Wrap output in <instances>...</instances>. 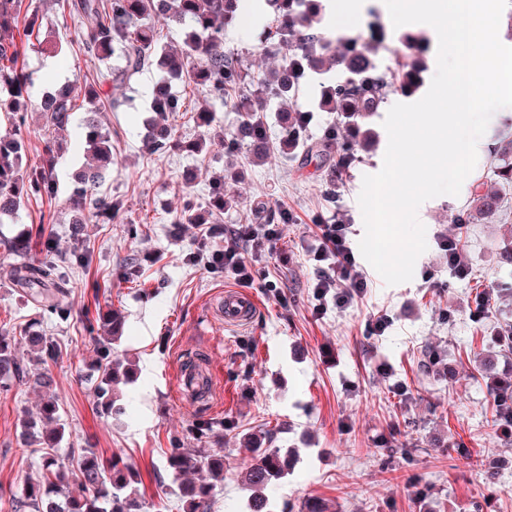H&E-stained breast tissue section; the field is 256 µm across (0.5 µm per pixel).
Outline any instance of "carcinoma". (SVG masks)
<instances>
[{
	"label": "carcinoma",
	"mask_w": 512,
	"mask_h": 512,
	"mask_svg": "<svg viewBox=\"0 0 512 512\" xmlns=\"http://www.w3.org/2000/svg\"><path fill=\"white\" fill-rule=\"evenodd\" d=\"M22 0H0V114H5L10 131L0 135V223L12 221L19 206L30 200H52L58 194L53 172L62 154L65 134L70 130L77 109L71 85L61 84L42 94L37 104L47 127L40 163L23 162L22 131L29 109V89L38 74L19 66V40L32 36L41 26L39 11L20 16ZM69 14L94 17L96 25L82 39L83 52L100 62L117 61L99 72L97 81L83 87L87 115L82 137L92 153L93 163L74 178L67 202L80 214L88 213L101 224H109L122 209V202L100 193L106 173L112 168V132L103 128L97 114L104 105L117 108L126 100L125 90L144 70L158 74L153 85L150 111L155 118L147 124L146 146L152 155L170 152L202 151L203 141H184L175 136L167 118L182 110L181 97L173 91L176 82H187L205 89L214 99L224 102L230 95L233 109L240 113L234 130L224 136L228 153L245 149L256 160L264 159L271 149L267 132V103L283 104L281 138L278 150L285 157L302 163L316 158L324 165L329 198L336 196L339 176L358 161L356 146L367 144L374 136L369 120L386 103L388 93L404 96L415 93L423 83L427 69L424 55L427 39L411 32L398 38L390 49L393 65L382 67L375 57L377 48L390 38L388 28L378 17L366 22L356 34L340 39L318 27L323 15L321 0H264L274 13L272 23L262 27L257 48H284L287 54L280 67L263 77L250 73L242 61L222 48L224 27L240 20L241 0H59ZM161 18L180 29L182 43L167 49L158 41L153 23ZM316 82L318 97L311 108L298 106L304 85ZM112 84L114 96L103 103L98 87ZM329 112L335 120L320 138L309 132L310 113ZM229 205L224 198V179L211 187L209 210L223 211ZM503 198L496 189L480 191L473 186L470 207L460 213L456 223L473 221L499 211ZM294 218L285 208L264 203L254 209L255 224H291ZM173 235L183 224H207L204 212L187 204L171 219ZM42 246L33 253L34 244ZM18 257L14 267V287L24 304L62 321L72 316L69 302L71 276L85 264L83 241L73 240L72 250L56 254L52 235L39 225L16 238L0 240V246ZM94 337L96 358L90 364L97 374V406L103 415L122 412L115 392L120 382L132 383L135 369L114 355L113 345L122 336L124 322L112 310H95L81 315ZM22 340L35 354V368L28 372L20 365L16 340L0 334V387L10 381L25 380L42 394L35 416L22 420L25 435L45 446L40 458L43 479L23 487L18 504L27 512H145L138 485L139 473L122 460L103 458L85 449L71 469L58 455L64 437L61 424L57 383L49 363L59 357L58 345L45 334L26 328ZM495 350L479 360L478 372L486 381L490 421L502 432L512 434V380L499 376L498 355L512 357V325L500 327L490 336ZM418 372L424 376L439 374L448 381L457 379L458 371L434 348H425L418 356ZM258 444L255 455L242 475L243 485L251 492L250 512H268L266 490L280 480L291 464V452L280 448H262L263 438L253 436ZM167 468L178 481L184 512H211L216 483L224 480V455L212 448H174L167 457ZM204 471L209 479L184 482L190 471ZM498 473H485L486 492L473 502L472 512H492L491 501L497 496Z\"/></svg>",
	"instance_id": "1"
}]
</instances>
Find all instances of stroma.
I'll use <instances>...</instances> for the list:
<instances>
[{
  "mask_svg": "<svg viewBox=\"0 0 512 512\" xmlns=\"http://www.w3.org/2000/svg\"><path fill=\"white\" fill-rule=\"evenodd\" d=\"M36 7L42 17L39 41L61 43L62 49L50 62L31 50L21 55V62L41 72L30 93L34 100L65 82L83 87L99 69L79 47L91 20L70 17L53 0H38ZM224 49L254 72L278 60L276 52L258 50L249 30L225 32ZM155 79L154 71L142 72L127 90L126 102L99 116L112 131L114 158L102 191L121 198L123 209L112 223L91 219L84 226L89 263L73 273L72 317L62 322L24 305L11 281L16 259L0 249V327L15 334L21 326L39 324L61 350L52 366L65 425L60 454L73 458L93 448L107 458L119 456L139 471L148 512H183L166 458L177 444L212 447V439L192 428L224 421L232 428L219 445L224 480L214 491L212 512H248L249 493L240 476L252 459L249 435L264 432L272 434L274 446L298 454L288 474L267 492L272 512L312 498L328 502L333 512H469L470 500L484 489L486 464L496 460L505 463L496 509L512 512V441L492 426L486 386L472 378L479 357L489 350L485 336L512 321V304L505 302L496 303L483 321L472 316L476 290L512 288V267L499 261L501 248L512 242V190L495 215L463 226L453 222L467 209L472 185L497 186L496 152L484 155L459 196H438L419 207L428 248L411 281L389 286L366 267L367 295L341 308L328 304L317 317L310 256L318 233L314 218L339 213L351 226L352 244H359L364 224L358 196L364 175L383 165L385 112L371 119L376 140L359 148L358 161L343 175L331 202L316 164L303 166L277 152L263 161L243 150L226 154L192 121V112L212 100L191 84H176L188 109L169 122L183 140L205 139L203 151L148 154L143 135L151 114L145 88ZM90 161L85 145L69 135L56 171V200L27 201L12 223L0 226V237L13 238L41 223L52 229L58 251L68 252L73 215L65 200L73 172ZM230 169L244 176L226 183L231 203L215 223H245L259 201L287 208L295 218L283 225L275 250L254 263L255 314L232 327L225 326L217 305L234 283L205 265L216 240H202L196 224L184 225L176 237L168 233L170 220L185 204L205 205L212 181ZM445 237L464 244L463 274L448 266V254L439 246ZM132 262L140 273L130 279L126 271ZM95 307L121 311L125 332L115 349L138 369L137 380L123 388L126 412L119 417L98 412L96 375L88 369L96 353L80 317ZM381 316L388 326L373 334ZM429 346L459 361L456 383L418 374L416 357ZM200 357L217 387L211 403L191 402L178 384V367ZM40 401L39 392L26 384L0 390V512H14V495L41 478L37 446L21 437L17 421L22 410L37 411ZM390 433L398 447H414L412 462L386 457L381 442ZM440 438L463 440L477 452L476 462L450 459L436 444ZM413 474L420 487L409 484Z\"/></svg>",
  "mask_w": 512,
  "mask_h": 512,
  "instance_id": "obj_1",
  "label": "stroma"
}]
</instances>
